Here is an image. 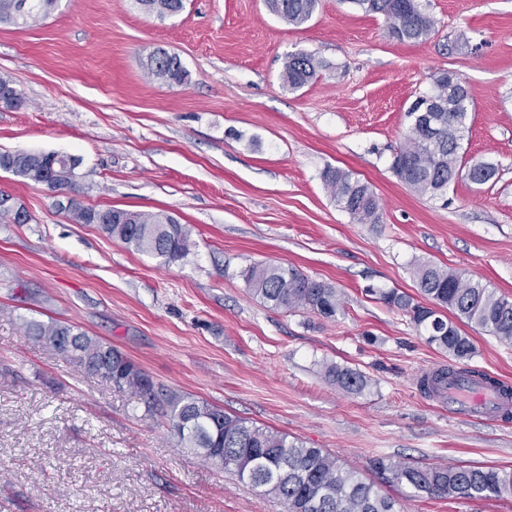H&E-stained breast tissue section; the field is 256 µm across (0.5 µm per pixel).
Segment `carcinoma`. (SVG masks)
I'll list each match as a JSON object with an SVG mask.
<instances>
[{
    "instance_id": "1",
    "label": "carcinoma",
    "mask_w": 512,
    "mask_h": 512,
    "mask_svg": "<svg viewBox=\"0 0 512 512\" xmlns=\"http://www.w3.org/2000/svg\"><path fill=\"white\" fill-rule=\"evenodd\" d=\"M0 0V24L26 25L49 16L58 0ZM143 10L160 19L179 14L183 0H137ZM366 12L382 15L389 35L399 41L426 39L435 32V21L422 12L417 0H353ZM319 0H266L268 9L282 21L300 26L308 22ZM322 63L304 53L288 55L283 82L289 90L303 88L316 78ZM147 77L167 84H181L187 72L175 53L152 55L145 67ZM435 134L423 127L420 113L408 111L412 126L392 162L397 178L419 194L437 193L456 178L464 139L465 120L473 100L467 86H453L448 73L433 79ZM22 102L11 80L0 78V103L16 107ZM8 164L0 170L37 182L51 171L57 187L73 184L75 171L68 166L70 156L56 152H0ZM495 168L476 162L469 178L477 184L489 181ZM326 187L336 203L361 224L380 222V202L371 187L343 169L323 173ZM68 212L75 222L95 224L100 211L71 202ZM110 222L101 229L112 237L148 254L162 265L183 259L189 253L190 230L166 213L107 208ZM420 293L431 304L425 306L405 292L379 290L378 300L409 316L429 344L448 352L456 363L470 360L475 348L470 337L442 313L446 309L462 323L475 326L501 341L512 344V301L464 274L433 263L415 267ZM250 291L274 308L305 310L324 319H332L343 310L338 289L313 279L296 267L255 264L245 275ZM25 335L49 346L63 336L71 339L79 352L78 363L88 373L118 388L135 390L144 411H163L171 429L182 444L196 451L203 460L214 455L224 457V468L233 471L265 495L282 499L288 512H396V500L384 494L322 448H311L301 440L253 424L190 394L165 390L127 356L112 345L87 335L74 325L57 320L29 319L22 322ZM457 375L455 366L441 368L425 376L420 386L437 395ZM327 379L343 391L359 394L367 380L358 371L340 365L325 369ZM370 469L393 486H407L435 499L470 501L512 495V469L494 465L455 464L428 466L376 458Z\"/></svg>"
}]
</instances>
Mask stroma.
<instances>
[{"label": "stroma", "instance_id": "stroma-1", "mask_svg": "<svg viewBox=\"0 0 512 512\" xmlns=\"http://www.w3.org/2000/svg\"><path fill=\"white\" fill-rule=\"evenodd\" d=\"M436 32L389 36L353 0H320L290 25L265 0H186L164 20L137 0H59L46 19L0 25V151L79 157L73 186L0 171V194L29 215L0 221V512H287L278 498L183 447L134 390L87 374L74 355L25 336L55 319L112 344L156 384L326 449L363 479L371 460L512 468V418L456 416L424 394L448 366L375 289L420 292L433 262L512 299V0H419ZM180 56L183 84L148 79V56ZM321 61L300 90L283 64ZM462 77L474 106L459 174L419 195L391 169L433 78ZM495 166L488 182L471 164ZM368 183L380 221L357 223L326 188V168ZM163 212L190 229L168 266L60 204ZM263 262L332 283L345 308L328 320L271 307L243 272ZM470 367L512 384V344L466 327ZM356 369L353 395L326 365ZM400 512H512V497L432 499L392 487Z\"/></svg>", "mask_w": 512, "mask_h": 512}]
</instances>
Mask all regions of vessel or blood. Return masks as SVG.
Instances as JSON below:
<instances>
[{
  "mask_svg": "<svg viewBox=\"0 0 512 512\" xmlns=\"http://www.w3.org/2000/svg\"><path fill=\"white\" fill-rule=\"evenodd\" d=\"M444 396L449 408L469 418L492 419L512 411V398L502 395L497 386L484 384L467 371L458 376Z\"/></svg>",
  "mask_w": 512,
  "mask_h": 512,
  "instance_id": "vessel-or-blood-1",
  "label": "vessel or blood"
}]
</instances>
